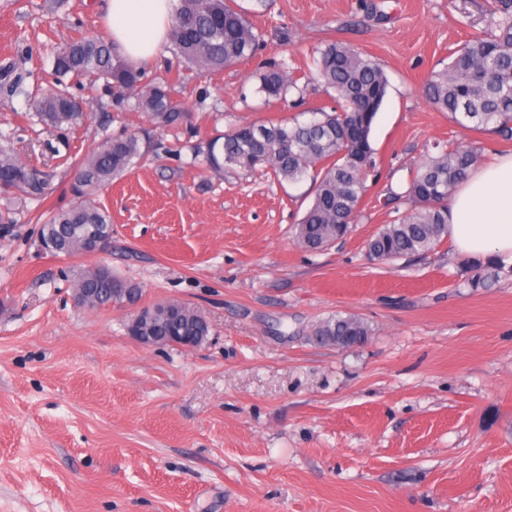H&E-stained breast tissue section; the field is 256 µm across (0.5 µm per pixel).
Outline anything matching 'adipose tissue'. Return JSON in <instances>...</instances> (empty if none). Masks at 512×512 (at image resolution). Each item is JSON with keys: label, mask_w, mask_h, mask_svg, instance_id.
I'll use <instances>...</instances> for the list:
<instances>
[{"label": "adipose tissue", "mask_w": 512, "mask_h": 512, "mask_svg": "<svg viewBox=\"0 0 512 512\" xmlns=\"http://www.w3.org/2000/svg\"><path fill=\"white\" fill-rule=\"evenodd\" d=\"M176 0H107L106 20L128 62L157 61L171 31ZM448 235L464 254L512 265V153L471 169L448 201Z\"/></svg>", "instance_id": "1"}]
</instances>
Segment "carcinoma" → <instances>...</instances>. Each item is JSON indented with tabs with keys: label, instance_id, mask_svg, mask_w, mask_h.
<instances>
[{
	"label": "carcinoma",
	"instance_id": "obj_1",
	"mask_svg": "<svg viewBox=\"0 0 512 512\" xmlns=\"http://www.w3.org/2000/svg\"><path fill=\"white\" fill-rule=\"evenodd\" d=\"M231 0H177L171 29L172 51L186 66L205 76L245 60L256 58L264 46L263 33ZM488 24L483 35L456 47L448 64L433 71L423 86L426 101L448 113L455 124L474 131L512 139V0H490ZM315 77L334 92V106L311 112L307 121L234 125L212 138L206 147H191L203 156L206 168L272 172L279 181L313 183L314 198L301 221L294 225L296 243L309 250H323L344 237L360 217L367 179L377 166L371 132L389 86L382 64L342 42L333 41L317 50L313 58ZM52 85L36 93L34 115L47 127L81 124L92 115L74 104V96L58 88L64 79L89 77L110 85L121 97L133 100L151 125L137 132L106 136L94 143L77 163L69 185L73 202L66 208L40 215L39 238L53 256L90 255L87 232L96 229L104 247L112 244V219L97 202L101 188L148 159L151 133L180 127L185 119L183 103L171 84L156 81L143 67L126 62L112 41L102 35L79 33L53 53ZM28 73L12 60L0 63V94L10 98L25 91ZM257 92L267 102H284L299 89L296 69L285 61L259 64ZM481 148L476 141L426 149L411 169L406 190L395 195L406 209L383 225L366 245L370 260L390 262L422 256L448 238L447 201L455 186L478 162ZM51 190V175L23 161L0 145V237L9 232L10 214L30 202H42ZM465 284L487 287L498 278L494 261L472 260L464 264ZM75 287L86 288L91 308L111 306L129 293L142 296V288L112 275L108 267L83 271ZM181 316L158 318L155 333L166 336H208L204 316L180 303ZM370 328L354 315H336L318 322L310 335L322 344L351 346L367 339Z\"/></svg>",
	"mask_w": 512,
	"mask_h": 512
}]
</instances>
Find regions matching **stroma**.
<instances>
[{
	"mask_svg": "<svg viewBox=\"0 0 512 512\" xmlns=\"http://www.w3.org/2000/svg\"><path fill=\"white\" fill-rule=\"evenodd\" d=\"M105 0H0V60L32 49L35 81L73 26L107 33ZM266 34L265 60L299 74L336 40L384 66L372 129L380 162L357 224L319 253L294 244L309 181L204 171L169 152L103 188L112 248L54 257L36 245L44 208L69 205L74 163L103 136L146 119L104 83H74L107 125L46 127L25 96L0 98V136L53 172L45 204L0 238V512H512V268L462 287L452 241L424 257L367 259L396 216L425 145L470 138L484 159L512 141L435 111L422 86L487 24L486 0H236ZM251 60L189 75V122L169 147L234 124L292 119L266 106ZM138 283L141 305L179 300L208 320L203 346L145 347L128 309L77 305V275L99 264ZM353 314L371 330L347 348L307 333Z\"/></svg>",
	"mask_w": 512,
	"mask_h": 512,
	"instance_id": "35a3bbf8",
	"label": "stroma"
}]
</instances>
